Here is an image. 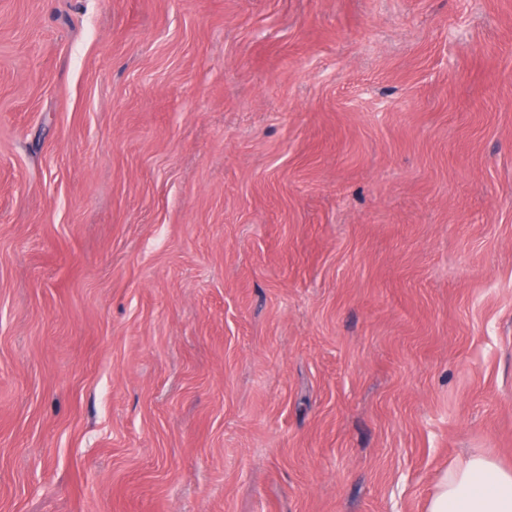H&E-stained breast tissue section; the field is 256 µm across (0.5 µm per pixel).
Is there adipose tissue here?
<instances>
[{"instance_id": "obj_1", "label": "adipose tissue", "mask_w": 512, "mask_h": 512, "mask_svg": "<svg viewBox=\"0 0 512 512\" xmlns=\"http://www.w3.org/2000/svg\"><path fill=\"white\" fill-rule=\"evenodd\" d=\"M427 512H512V469L467 455L441 477Z\"/></svg>"}]
</instances>
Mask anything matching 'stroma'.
I'll list each match as a JSON object with an SVG mask.
<instances>
[{
  "instance_id": "1",
  "label": "stroma",
  "mask_w": 512,
  "mask_h": 512,
  "mask_svg": "<svg viewBox=\"0 0 512 512\" xmlns=\"http://www.w3.org/2000/svg\"><path fill=\"white\" fill-rule=\"evenodd\" d=\"M512 468V0H0V512H426ZM427 512H512V469L481 452L448 468Z\"/></svg>"
}]
</instances>
